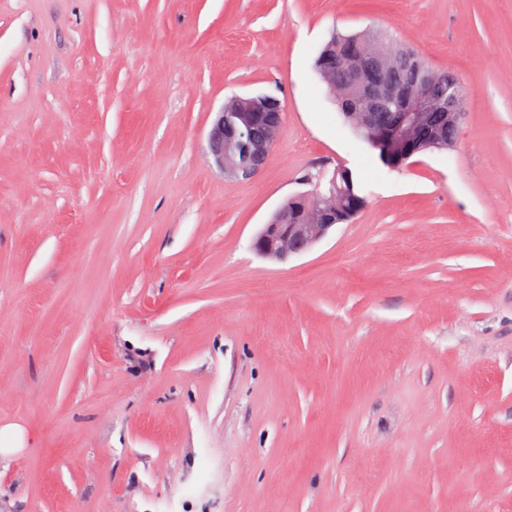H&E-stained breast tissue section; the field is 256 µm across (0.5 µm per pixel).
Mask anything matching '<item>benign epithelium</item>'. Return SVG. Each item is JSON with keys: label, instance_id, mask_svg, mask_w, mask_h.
Instances as JSON below:
<instances>
[{"label": "benign epithelium", "instance_id": "1", "mask_svg": "<svg viewBox=\"0 0 512 512\" xmlns=\"http://www.w3.org/2000/svg\"><path fill=\"white\" fill-rule=\"evenodd\" d=\"M413 59L397 51L357 59L338 69L334 56L318 61L329 85L355 88L359 105L344 103L356 127L369 132L385 149V159L395 168L424 149L453 146L463 114L465 88L448 73L440 76L424 63L414 65V76L405 78L406 64ZM236 108L213 112L206 135L210 163L229 177L250 179L266 165L283 124L280 112L268 108L277 104L271 96H235ZM347 170L337 166L329 172L320 167L304 178L314 189L297 195L309 201L307 214L280 206L256 237L258 252L268 258L287 260L308 252L336 226V214L343 209V189L338 180Z\"/></svg>", "mask_w": 512, "mask_h": 512}]
</instances>
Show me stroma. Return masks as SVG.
Wrapping results in <instances>:
<instances>
[{
	"label": "stroma",
	"mask_w": 512,
	"mask_h": 512,
	"mask_svg": "<svg viewBox=\"0 0 512 512\" xmlns=\"http://www.w3.org/2000/svg\"><path fill=\"white\" fill-rule=\"evenodd\" d=\"M375 28L467 87L389 169L315 60ZM283 125L236 180L211 114ZM367 203L252 242L315 163ZM0 512H512V0H0ZM236 109L228 110L224 104L212 112L206 135V151L210 163L229 177L250 179L266 165L283 124L280 112H266L277 100L272 96H235L229 100ZM250 131L249 145L243 156H236L243 130ZM255 132L258 133L255 137Z\"/></svg>",
	"instance_id": "obj_1"
}]
</instances>
